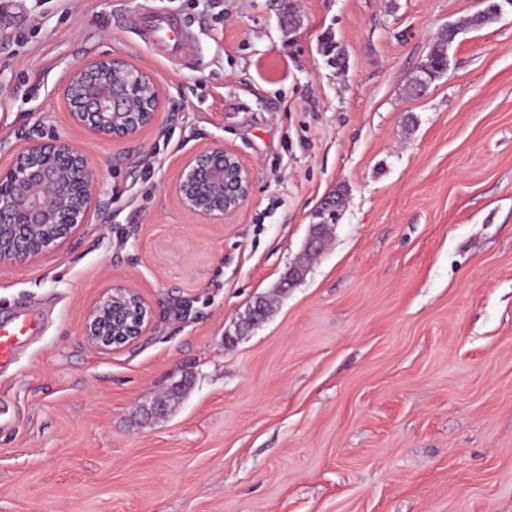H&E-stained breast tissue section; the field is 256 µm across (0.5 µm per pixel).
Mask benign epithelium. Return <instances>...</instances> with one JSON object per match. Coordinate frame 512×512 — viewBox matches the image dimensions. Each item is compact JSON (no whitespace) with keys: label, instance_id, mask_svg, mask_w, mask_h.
I'll return each instance as SVG.
<instances>
[{"label":"benign epithelium","instance_id":"1","mask_svg":"<svg viewBox=\"0 0 512 512\" xmlns=\"http://www.w3.org/2000/svg\"><path fill=\"white\" fill-rule=\"evenodd\" d=\"M71 124L97 138L124 140L156 126L163 111L155 78L118 57H94L67 69L60 81ZM95 173L77 147L30 140L0 167V265L35 258L90 223L96 211ZM254 176L239 156L214 143L183 162L173 193L192 216L208 224L235 217L248 202ZM150 311L134 288L107 289L88 310L83 335L101 349L121 346L146 331Z\"/></svg>","mask_w":512,"mask_h":512}]
</instances>
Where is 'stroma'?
<instances>
[{"instance_id":"obj_1","label":"stroma","mask_w":512,"mask_h":512,"mask_svg":"<svg viewBox=\"0 0 512 512\" xmlns=\"http://www.w3.org/2000/svg\"><path fill=\"white\" fill-rule=\"evenodd\" d=\"M295 8L291 27L277 0H0V166L76 145L102 205L0 266V319L41 325L0 372V512H512V8L476 29L480 0ZM149 11L186 27L183 56L129 28ZM449 25L447 71L409 94ZM92 55L151 71L174 109L120 142L82 133L57 85ZM215 141L254 192L204 224L171 187ZM337 191L331 241L274 295ZM115 285L151 320L100 349L82 324Z\"/></svg>"}]
</instances>
